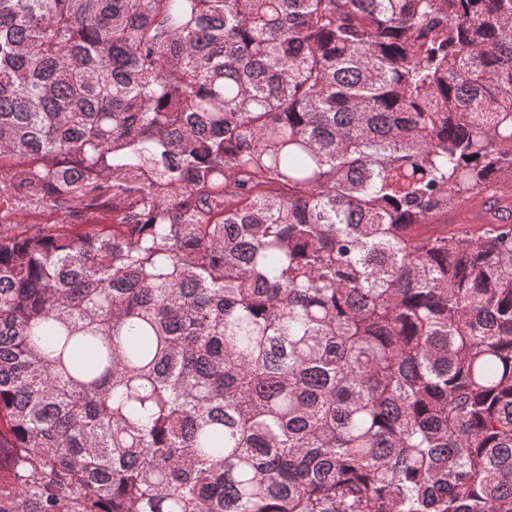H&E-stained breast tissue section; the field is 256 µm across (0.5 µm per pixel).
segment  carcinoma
<instances>
[{
  "instance_id": "1",
  "label": "carcinoma",
  "mask_w": 512,
  "mask_h": 512,
  "mask_svg": "<svg viewBox=\"0 0 512 512\" xmlns=\"http://www.w3.org/2000/svg\"><path fill=\"white\" fill-rule=\"evenodd\" d=\"M503 182L512 0H0V512H512Z\"/></svg>"
}]
</instances>
